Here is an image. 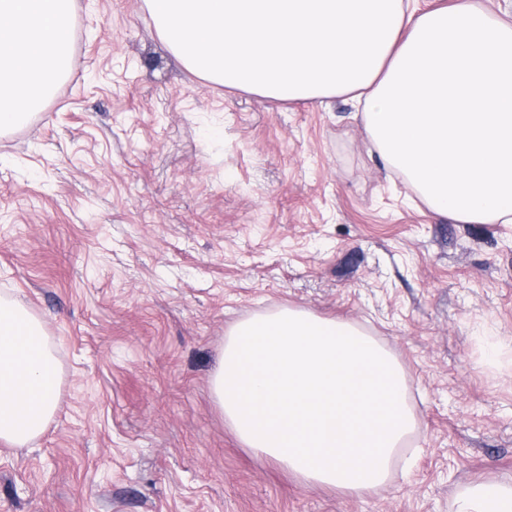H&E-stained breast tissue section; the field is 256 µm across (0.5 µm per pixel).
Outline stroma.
Wrapping results in <instances>:
<instances>
[{"mask_svg": "<svg viewBox=\"0 0 512 512\" xmlns=\"http://www.w3.org/2000/svg\"><path fill=\"white\" fill-rule=\"evenodd\" d=\"M72 62L0 133V293L42 316L65 382L0 444V512H452L512 483V224H461L391 172L347 96L207 82L143 0H77ZM361 325L418 421L379 489L307 483L241 445L208 379L235 321ZM454 512H512V486L487 481L464 486L453 496Z\"/></svg>", "mask_w": 512, "mask_h": 512, "instance_id": "stroma-1", "label": "stroma"}]
</instances>
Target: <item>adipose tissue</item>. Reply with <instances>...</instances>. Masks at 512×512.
<instances>
[{"label": "adipose tissue", "instance_id": "1", "mask_svg": "<svg viewBox=\"0 0 512 512\" xmlns=\"http://www.w3.org/2000/svg\"><path fill=\"white\" fill-rule=\"evenodd\" d=\"M76 0H0V132L25 124L70 63ZM160 39L203 80L279 100L354 93L370 140L434 211L512 223V23L471 0H144ZM63 371L45 321L0 294V443L42 437ZM210 396L244 447L354 493L387 481L417 419L399 361L356 325L281 307L232 324ZM512 512V485L453 496Z\"/></svg>", "mask_w": 512, "mask_h": 512}]
</instances>
